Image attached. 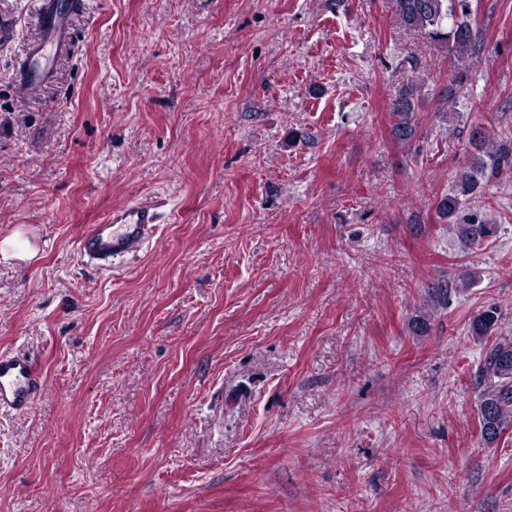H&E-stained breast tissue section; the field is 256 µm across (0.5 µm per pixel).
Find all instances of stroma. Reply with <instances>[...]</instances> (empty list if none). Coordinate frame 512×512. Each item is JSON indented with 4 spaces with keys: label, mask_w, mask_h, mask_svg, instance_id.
<instances>
[{
    "label": "stroma",
    "mask_w": 512,
    "mask_h": 512,
    "mask_svg": "<svg viewBox=\"0 0 512 512\" xmlns=\"http://www.w3.org/2000/svg\"><path fill=\"white\" fill-rule=\"evenodd\" d=\"M35 3L0 0V241L31 247L0 253V351L44 389L0 414V512H512L468 333L494 304L512 335V178L465 207L480 245L437 213L474 128L512 125V0H473L446 116L453 58L391 0H84L23 98ZM132 202L160 213L144 252L87 263ZM417 88L413 85L403 87L392 102L390 117H394L391 133L401 143L410 142L416 132L415 97Z\"/></svg>",
    "instance_id": "35a3bbf8"
}]
</instances>
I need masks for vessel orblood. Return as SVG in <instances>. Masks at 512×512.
Listing matches in <instances>:
<instances>
[{
  "label": "vessel or blood",
  "instance_id": "b4317fda",
  "mask_svg": "<svg viewBox=\"0 0 512 512\" xmlns=\"http://www.w3.org/2000/svg\"><path fill=\"white\" fill-rule=\"evenodd\" d=\"M37 22L41 36L16 65L23 96L47 82L54 58L72 48L69 16L58 10L55 0H40ZM159 220V212L151 204L133 203L114 210L103 223L90 226L80 241V252L90 263L111 267L114 260L141 252ZM40 388L34 360L0 352V413L28 411Z\"/></svg>",
  "mask_w": 512,
  "mask_h": 512
}]
</instances>
